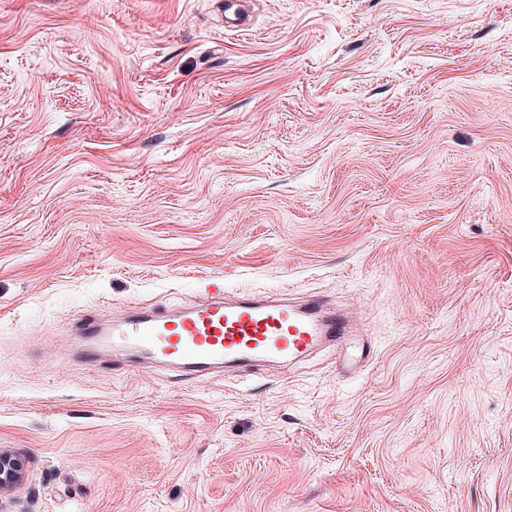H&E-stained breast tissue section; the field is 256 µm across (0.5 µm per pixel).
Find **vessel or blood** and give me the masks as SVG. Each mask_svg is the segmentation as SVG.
I'll use <instances>...</instances> for the list:
<instances>
[{"mask_svg":"<svg viewBox=\"0 0 512 512\" xmlns=\"http://www.w3.org/2000/svg\"><path fill=\"white\" fill-rule=\"evenodd\" d=\"M78 326L92 346L84 356L88 362L96 359L95 344L107 338L155 364L196 373L222 365L245 370L258 362H274L289 370L331 347L341 354L346 370L373 357L347 313L318 293L230 297L217 285L201 303L177 309L129 306L103 323L95 316H83Z\"/></svg>","mask_w":512,"mask_h":512,"instance_id":"vessel-or-blood-1","label":"vessel or blood"}]
</instances>
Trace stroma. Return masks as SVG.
<instances>
[{
	"label": "stroma",
	"instance_id": "stroma-1",
	"mask_svg": "<svg viewBox=\"0 0 512 512\" xmlns=\"http://www.w3.org/2000/svg\"><path fill=\"white\" fill-rule=\"evenodd\" d=\"M0 0V512H512V0ZM317 289L199 375L73 328ZM26 477L25 461L21 454L0 448V494L20 486Z\"/></svg>",
	"mask_w": 512,
	"mask_h": 512
}]
</instances>
